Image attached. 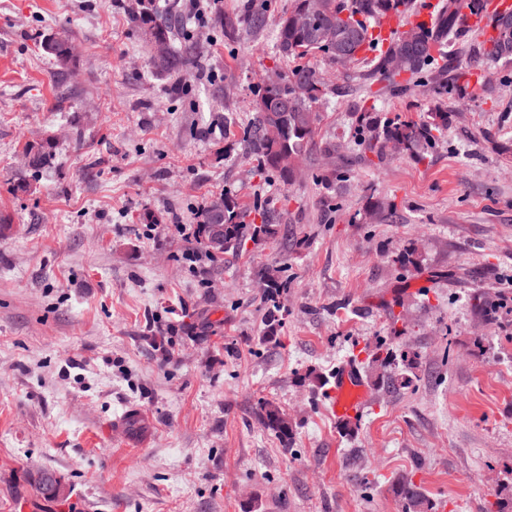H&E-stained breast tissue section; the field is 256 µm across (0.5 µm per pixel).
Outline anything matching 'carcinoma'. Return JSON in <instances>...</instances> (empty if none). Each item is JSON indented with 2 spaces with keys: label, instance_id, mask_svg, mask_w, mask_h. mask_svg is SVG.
<instances>
[{
  "label": "carcinoma",
  "instance_id": "obj_1",
  "mask_svg": "<svg viewBox=\"0 0 512 512\" xmlns=\"http://www.w3.org/2000/svg\"><path fill=\"white\" fill-rule=\"evenodd\" d=\"M153 2L143 0V8L133 20L148 41L165 43L176 38L179 31L172 14L156 11ZM409 3L410 0H292L288 12L279 18L274 39L282 56L290 60L320 53L336 63L348 64L358 60L373 42L370 22H379L391 11L406 10ZM483 5L484 0H452L448 11L433 26L413 25L405 37L394 36L375 59L373 75L393 86L403 72L412 77L422 74L431 67L446 38L463 30L464 10L474 11ZM245 21L255 28L264 24L260 16L219 18V23L229 29ZM491 23L494 35L481 42L480 55L488 62L512 64V11L495 15ZM45 49L62 65L71 60L63 39L48 38ZM192 56L193 46L186 43L181 52L154 58L151 64L158 73L175 72L186 67ZM397 63L401 68H395ZM323 86L315 70L298 64L286 71H274L255 94L250 136L257 166L278 175L285 184L294 181L298 167L316 148L319 117L314 105L322 95ZM353 116L363 153L379 161L389 149L409 151L421 158L448 130V112L442 110L428 112L419 121L383 119L371 107L362 108ZM270 126L277 131L274 138L266 136ZM219 203L224 205L222 220H216L211 205L203 212L206 246L211 251L235 250L249 235L270 234L268 210L259 212L261 224H249L246 211L233 195L224 194ZM261 411L269 430L282 438H291L292 427L278 408L265 404ZM398 495L404 503L403 512H421L425 507L420 491L408 480L399 487Z\"/></svg>",
  "mask_w": 512,
  "mask_h": 512
}]
</instances>
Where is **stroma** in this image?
Listing matches in <instances>:
<instances>
[{"instance_id":"stroma-1","label":"stroma","mask_w":512,"mask_h":512,"mask_svg":"<svg viewBox=\"0 0 512 512\" xmlns=\"http://www.w3.org/2000/svg\"><path fill=\"white\" fill-rule=\"evenodd\" d=\"M290 3L220 0L190 29L193 62L159 75L133 0H0V512H401L407 479L445 512L512 501V314L476 307L512 298V64L454 37L438 67L469 63L477 85L367 100L402 121L441 106L447 132L425 159L372 163L350 108L374 52L307 57L332 149L286 185L248 131ZM250 10L263 29L218 21ZM46 142L32 169L25 146ZM227 192L272 204L273 234L190 265L177 225ZM349 358L355 429L326 401ZM132 409L140 445L113 424ZM45 472L64 497L41 493ZM262 418L267 428L280 437L290 439L292 427L284 414L276 407L265 404L261 407Z\"/></svg>"}]
</instances>
